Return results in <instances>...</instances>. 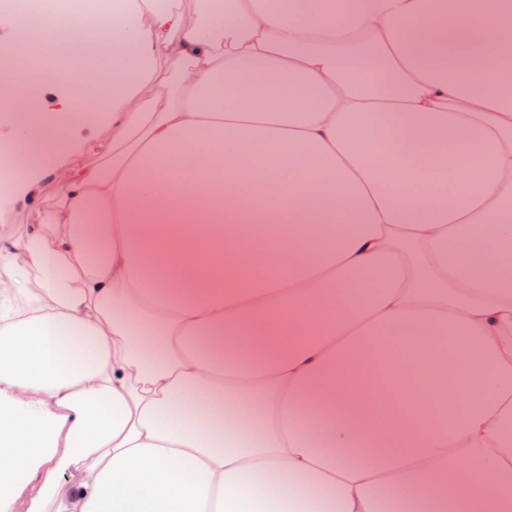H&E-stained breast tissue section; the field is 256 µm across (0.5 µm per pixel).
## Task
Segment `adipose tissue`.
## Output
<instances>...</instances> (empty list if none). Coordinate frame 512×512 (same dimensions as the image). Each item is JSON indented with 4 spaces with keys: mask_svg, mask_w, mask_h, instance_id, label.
I'll list each match as a JSON object with an SVG mask.
<instances>
[{
    "mask_svg": "<svg viewBox=\"0 0 512 512\" xmlns=\"http://www.w3.org/2000/svg\"><path fill=\"white\" fill-rule=\"evenodd\" d=\"M334 2L58 20L0 135L57 184L0 236V512H512V0ZM78 135L84 141V147L81 152L68 156L70 164H92L111 155V136L104 127H100L96 131L80 129Z\"/></svg>",
    "mask_w": 512,
    "mask_h": 512,
    "instance_id": "adipose-tissue-1",
    "label": "adipose tissue"
}]
</instances>
